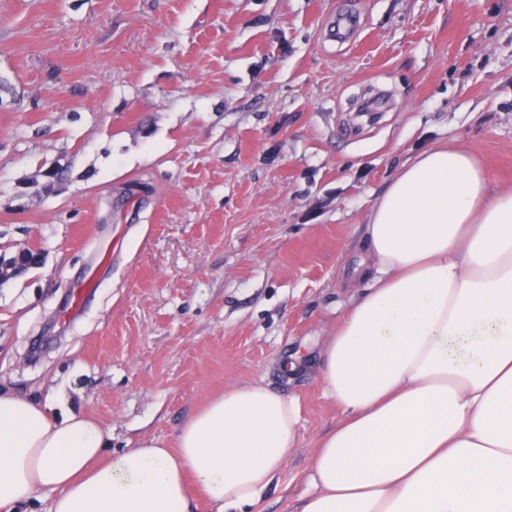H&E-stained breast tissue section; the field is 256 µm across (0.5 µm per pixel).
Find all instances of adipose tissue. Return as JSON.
I'll return each instance as SVG.
<instances>
[{"label":"adipose tissue","mask_w":512,"mask_h":512,"mask_svg":"<svg viewBox=\"0 0 512 512\" xmlns=\"http://www.w3.org/2000/svg\"><path fill=\"white\" fill-rule=\"evenodd\" d=\"M365 279L322 353L341 418L316 449L299 512H512V190L469 152L399 169L363 230ZM300 405L233 386L182 424L106 456L94 419L0 390V512H218L258 501L293 448Z\"/></svg>","instance_id":"obj_1"}]
</instances>
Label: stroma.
Returning a JSON list of instances; mask_svg holds the SVG:
<instances>
[{
  "instance_id": "obj_1",
  "label": "stroma",
  "mask_w": 512,
  "mask_h": 512,
  "mask_svg": "<svg viewBox=\"0 0 512 512\" xmlns=\"http://www.w3.org/2000/svg\"><path fill=\"white\" fill-rule=\"evenodd\" d=\"M437 142L512 187V0H0V261L35 257L0 277V388L60 393L115 452L174 447L229 386L297 398L247 512H298L340 418L318 373L340 283ZM98 281V275L96 273H92L74 285L72 292V303L70 308L66 310L61 316L62 324L69 323L81 312L86 299L98 287Z\"/></svg>"
}]
</instances>
